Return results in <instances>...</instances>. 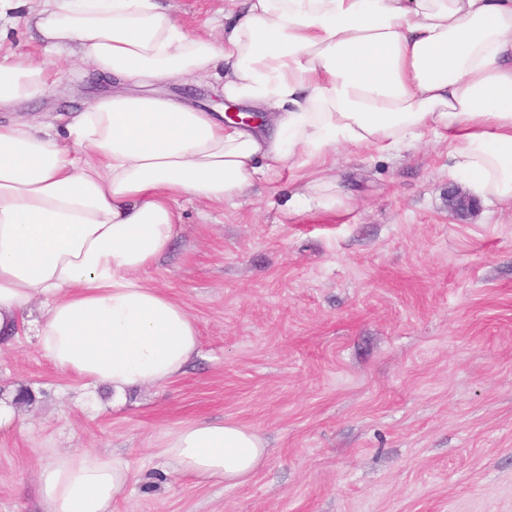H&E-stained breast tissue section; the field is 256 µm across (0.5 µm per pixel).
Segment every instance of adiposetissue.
<instances>
[{
  "label": "adipose tissue",
  "instance_id": "adipose-tissue-1",
  "mask_svg": "<svg viewBox=\"0 0 512 512\" xmlns=\"http://www.w3.org/2000/svg\"><path fill=\"white\" fill-rule=\"evenodd\" d=\"M15 12L45 56L0 54V110L45 97L61 53L116 85L61 127L0 122V342L27 329L86 384L164 385L197 356L194 317L140 277L177 236L179 200L220 208L336 147L391 153L444 131L449 177L512 208V0H224L217 37L159 0H0V17ZM208 78L264 120L228 123L152 89ZM159 454L232 485L267 449L202 419L165 432ZM129 478L120 458L54 452L36 487L44 512H112Z\"/></svg>",
  "mask_w": 512,
  "mask_h": 512
}]
</instances>
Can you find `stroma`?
I'll return each instance as SVG.
<instances>
[{"mask_svg": "<svg viewBox=\"0 0 512 512\" xmlns=\"http://www.w3.org/2000/svg\"><path fill=\"white\" fill-rule=\"evenodd\" d=\"M167 2L192 33L222 32L224 0ZM61 65L15 114L112 89ZM449 152L431 133L391 155L337 148L328 210L293 208L300 179L222 209L181 200L172 250L141 277L196 319L198 356L116 399L17 336L0 350V512H40L39 461L77 448L129 462L114 512H512V209L450 211ZM199 418L257 431L265 463L231 487L174 474L161 437Z\"/></svg>", "mask_w": 512, "mask_h": 512, "instance_id": "stroma-1", "label": "stroma"}]
</instances>
